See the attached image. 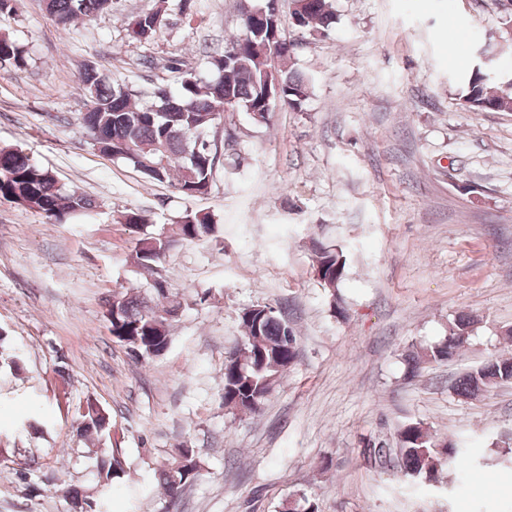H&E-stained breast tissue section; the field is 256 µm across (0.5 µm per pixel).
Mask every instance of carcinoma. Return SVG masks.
I'll return each mask as SVG.
<instances>
[{"label":"carcinoma","instance_id":"obj_1","mask_svg":"<svg viewBox=\"0 0 512 512\" xmlns=\"http://www.w3.org/2000/svg\"><path fill=\"white\" fill-rule=\"evenodd\" d=\"M291 25L298 33L324 34L336 24L334 0H291ZM112 0H48L47 12L57 25L67 27L80 16L88 17L110 8ZM166 0L149 13L126 22L130 38L147 43L163 24ZM295 38L286 35L281 19L270 14L261 19L241 14L240 32L227 40L224 50L206 56L213 77L204 80L169 65L178 73L174 84L160 83L143 96L132 94L118 80L93 67L79 74L85 102L80 120L99 151L130 163L151 181L167 183L185 197L209 192L216 170L218 149L207 147L209 133L224 118L226 108L242 113L255 127L268 126L277 105L302 110L310 97L312 80L296 64ZM0 62L26 65L21 48L0 37ZM464 106L473 112H512V75L493 69L474 68L461 77ZM30 200L36 212L61 224L73 214L89 211L95 202L60 184L46 168L22 152L0 148V199ZM121 223L135 241L134 266L153 274L166 253L179 242L208 240L218 232L208 213L188 212L176 230L166 236L149 232L147 218L130 211ZM313 269L323 288L330 292V306L346 317V307L336 288L345 276L347 255L342 248L313 242ZM147 295L118 291L117 310L105 314L108 331L134 358L158 355L172 339V321L181 303L168 296L164 280L154 278ZM269 305H254L240 314L241 339L224 357V407L242 415L260 413L295 364L297 335L281 311L266 312ZM478 319L460 315L448 325V336L438 344L405 356L407 370L415 374L423 363L450 361L461 355ZM512 382V356L494 355L453 386L464 399H476L491 389ZM77 435L90 442L111 438L112 416L94 410L86 402L76 427ZM394 455L395 475L412 484L444 482L448 465L466 464L460 448L444 442L422 421L400 425L395 447L367 441L362 455L369 463L385 464ZM122 449L106 448L97 458L101 486L107 488L125 475ZM197 473L188 470L181 456L163 465L157 481L169 499H176ZM71 512H98L97 503L73 486L63 488Z\"/></svg>","mask_w":512,"mask_h":512}]
</instances>
